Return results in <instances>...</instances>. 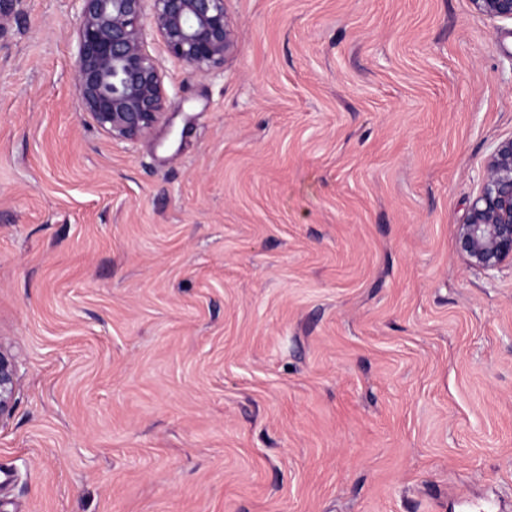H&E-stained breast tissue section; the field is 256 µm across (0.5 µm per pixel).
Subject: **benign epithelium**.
I'll return each mask as SVG.
<instances>
[{
  "instance_id": "1",
  "label": "benign epithelium",
  "mask_w": 512,
  "mask_h": 512,
  "mask_svg": "<svg viewBox=\"0 0 512 512\" xmlns=\"http://www.w3.org/2000/svg\"><path fill=\"white\" fill-rule=\"evenodd\" d=\"M168 52L195 70L218 67L235 47L224 0H80L76 82L83 111L112 138L148 134L172 107L158 63L144 49L145 2ZM475 9L512 20V0H471ZM460 254L493 271L512 262V137L490 155L480 194L458 227ZM17 360L0 346V423L15 407Z\"/></svg>"
}]
</instances>
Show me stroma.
Instances as JSON below:
<instances>
[{"instance_id": "1", "label": "stroma", "mask_w": 512, "mask_h": 512, "mask_svg": "<svg viewBox=\"0 0 512 512\" xmlns=\"http://www.w3.org/2000/svg\"><path fill=\"white\" fill-rule=\"evenodd\" d=\"M116 140L77 0H0V512H512V263L457 249L512 137L470 0H224ZM16 387V356L0 345V424L14 411Z\"/></svg>"}]
</instances>
